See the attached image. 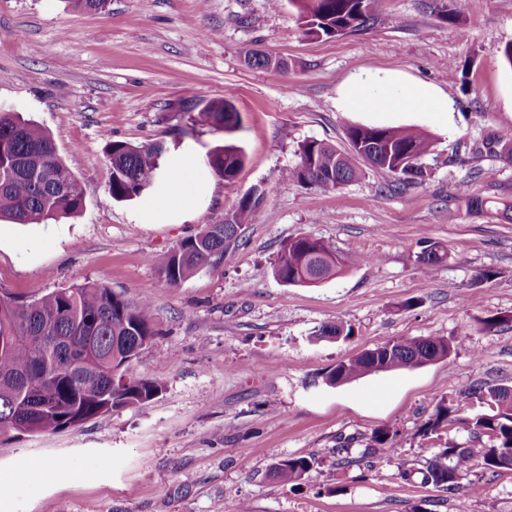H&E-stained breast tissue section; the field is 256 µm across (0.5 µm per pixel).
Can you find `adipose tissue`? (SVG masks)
Masks as SVG:
<instances>
[{
  "mask_svg": "<svg viewBox=\"0 0 512 512\" xmlns=\"http://www.w3.org/2000/svg\"><path fill=\"white\" fill-rule=\"evenodd\" d=\"M338 104L347 112H449L447 99L436 87L405 82L394 71L364 70L351 75L340 87ZM195 163L192 154H179L173 165L180 171V179L167 177L159 182L153 194L142 201L141 213L167 224L197 208L204 192L191 180Z\"/></svg>",
  "mask_w": 512,
  "mask_h": 512,
  "instance_id": "adipose-tissue-1",
  "label": "adipose tissue"
}]
</instances>
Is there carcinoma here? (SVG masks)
Returning a JSON list of instances; mask_svg holds the SVG:
<instances>
[{
	"label": "carcinoma",
	"instance_id": "cac0c4a2",
	"mask_svg": "<svg viewBox=\"0 0 512 512\" xmlns=\"http://www.w3.org/2000/svg\"><path fill=\"white\" fill-rule=\"evenodd\" d=\"M373 0H288L302 34L314 37L344 35L369 28L374 21ZM247 64L281 74L287 61L259 52L246 56ZM183 110L194 113L193 121L232 132L241 122L234 105L222 101H191ZM351 151H342L324 141L304 140L296 151L297 162L289 177L297 183L335 192L361 175L357 160L368 162L392 178L388 187L401 190L424 181L423 159L431 142L419 130L354 125L348 128ZM489 152L512 160V142L490 139ZM161 142L132 145L108 143L111 176L108 190L118 201L132 200L153 188L165 176ZM245 162L242 148L226 145L211 151L207 163L226 180L233 179ZM470 212L490 213L512 222V202L496 207L469 189L457 190ZM263 202L256 190L247 191L224 222L208 224L182 240L164 257L165 280L176 286L224 255L238 242L244 225L252 223ZM85 194L78 178L59 156L51 134L41 125L15 112L0 111V220L14 224H38L80 214ZM448 250L433 242L418 253L425 271L441 264ZM365 258L343 254L330 241L297 235L284 242L273 265L275 277L286 285L312 286L336 277ZM156 335L153 309L141 299L134 303L98 282L59 288L27 301L0 292V436L9 432L50 434L106 415L112 411L142 406L153 400L162 386L137 376L130 365ZM385 350H366L344 360L328 374L326 384L344 385L374 372L412 370L424 360L450 354L452 342L443 336L394 338ZM452 424L467 434L472 448L454 441L440 449L423 469H399L400 476L420 483L443 484L453 493L475 468L491 473L512 470V394L505 385L471 386L465 398L435 405L422 426L432 433ZM394 435L373 432L365 452L388 455ZM351 442L332 451L329 467L353 463ZM321 461L315 457H292L271 465L269 475L283 485H296Z\"/></svg>",
	"mask_w": 512,
	"mask_h": 512
}]
</instances>
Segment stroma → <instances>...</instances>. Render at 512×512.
<instances>
[{
  "instance_id": "1",
  "label": "stroma",
  "mask_w": 512,
  "mask_h": 512,
  "mask_svg": "<svg viewBox=\"0 0 512 512\" xmlns=\"http://www.w3.org/2000/svg\"><path fill=\"white\" fill-rule=\"evenodd\" d=\"M373 12L366 30L314 39L267 0H108L95 14L70 0H0V110L45 127L85 193L75 217L0 221V291L34 300L89 280L149 298L156 334L133 367L163 387L141 407L0 440V512H512L510 470L473 469L453 494L398 475L465 442L451 426L422 433L439 400L477 382L512 385V323L476 325L512 314V223L468 212L456 195L467 181L485 199L512 202V162L482 150L490 137L512 140L502 54L512 0H375ZM253 50L286 60V74L247 65ZM446 61L464 68V82H449ZM367 69L435 85L451 113L342 111L341 83ZM190 99L230 101L240 128L192 125L179 110ZM357 124L426 132V180L394 192L366 165L325 193L289 178L300 142L345 150ZM111 140L162 141L172 156L191 147L210 195L181 223H151L139 200L108 191ZM227 144L246 155L231 181L205 161ZM253 188L263 203L238 245L169 286L167 252L222 222ZM299 234L365 261L315 286L283 284L273 262ZM425 239L448 250L428 273L416 258ZM485 270L495 278L479 281ZM326 324L353 334L314 339ZM426 336L454 339L455 349L415 370L325 383L341 360ZM381 429L395 433L393 453L365 456ZM341 436L354 438L356 464L317 468L296 486L269 478L278 460L329 457ZM59 458L57 477L27 479Z\"/></svg>"
}]
</instances>
